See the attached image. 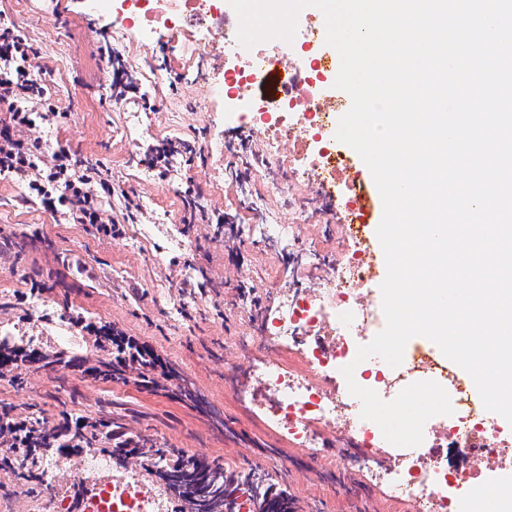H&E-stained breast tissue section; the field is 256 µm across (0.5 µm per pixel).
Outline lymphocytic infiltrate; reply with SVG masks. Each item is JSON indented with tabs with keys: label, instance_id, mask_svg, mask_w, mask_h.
Instances as JSON below:
<instances>
[{
	"label": "lymphocytic infiltrate",
	"instance_id": "1",
	"mask_svg": "<svg viewBox=\"0 0 512 512\" xmlns=\"http://www.w3.org/2000/svg\"><path fill=\"white\" fill-rule=\"evenodd\" d=\"M36 55L25 34L0 21V175L26 184V202L64 210L70 223L111 233L91 173L77 171L68 150L48 148L32 135L37 126L58 116L46 97L49 71L31 66Z\"/></svg>",
	"mask_w": 512,
	"mask_h": 512
}]
</instances>
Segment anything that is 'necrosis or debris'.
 <instances>
[{"label": "necrosis or debris", "instance_id": "necrosis-or-debris-1", "mask_svg": "<svg viewBox=\"0 0 512 512\" xmlns=\"http://www.w3.org/2000/svg\"><path fill=\"white\" fill-rule=\"evenodd\" d=\"M236 19L232 7L219 10L208 0H165L164 7L148 8L142 15L148 35H166L187 47L197 85L223 87L230 119L247 120L262 137L265 148L255 163L233 143L224 145L226 156L250 169L253 184L261 189L257 203L292 193L301 184L309 189L307 196L295 199L287 223L241 227L245 234L260 232L271 245H287L293 253L291 267L302 270L310 282L306 288L292 287L273 311L253 318L258 335L271 339V360L258 375L260 401L299 447H314L322 425L359 444V452L342 455L339 466L367 473L392 501L412 512H456L452 492L473 478L476 461L512 463V443L467 400L457 375L423 354L402 370L375 375L373 388L397 394L413 382L442 378L454 412L434 433L439 454L419 455L404 447L370 454L381 430L362 419L355 397L336 382L337 368L355 356L356 338L379 323L365 290L373 273L371 252L354 231L359 184L331 134L333 113L347 111L348 105L313 100L311 92L321 82L322 62L316 57L309 72L289 80L284 90L245 97L246 89L264 88L267 66L305 43L296 39L272 50L243 49ZM216 37L223 39L225 54L215 52ZM312 222L340 227L341 245L331 262H322L303 241L302 227ZM288 349L301 354L304 372L288 369L283 360ZM109 467L105 456L89 454L72 472L99 484L87 512H168L163 492L147 484L140 471L112 475Z\"/></svg>", "mask_w": 512, "mask_h": 512}]
</instances>
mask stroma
Here are the masks:
<instances>
[{
    "label": "stroma",
    "mask_w": 512,
    "mask_h": 512,
    "mask_svg": "<svg viewBox=\"0 0 512 512\" xmlns=\"http://www.w3.org/2000/svg\"><path fill=\"white\" fill-rule=\"evenodd\" d=\"M89 0H0L6 14L49 68L51 102L59 115L37 129L49 146L69 148L79 168L112 186L102 196L105 218L119 236L69 223L63 213L23 203L24 182L0 177V334L14 349L47 357L24 365L17 383L0 382V410L18 421L110 420L122 439L223 464L237 475L233 498L242 512L250 490L241 475H265L287 493L295 512H409L389 507L382 487L342 477L319 480L335 448L311 453L279 435L260 401L224 376L238 362V337L252 330L242 309H273L290 282L281 258L260 235L239 237L250 205L224 172V144L248 137L246 125L224 119L223 101L195 94L183 63L184 45L140 31L139 12L90 10ZM122 68L136 90L114 100L112 71ZM164 168L142 164L161 147ZM197 191L205 220L184 223L183 196ZM77 333L58 348L29 338L35 327ZM113 329L148 349L154 386L139 383V365L112 380L100 371L112 345L97 336ZM48 484L18 487L0 469V512H36Z\"/></svg>",
    "instance_id": "35a3bbf8"
}]
</instances>
